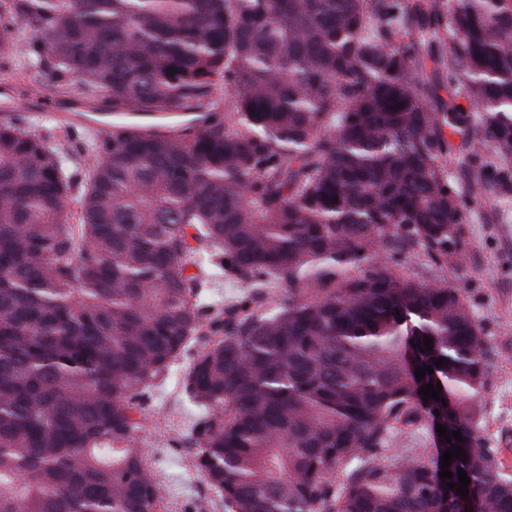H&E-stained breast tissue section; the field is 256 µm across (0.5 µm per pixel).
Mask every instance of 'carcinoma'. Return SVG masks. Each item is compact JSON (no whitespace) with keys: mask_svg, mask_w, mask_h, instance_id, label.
<instances>
[{"mask_svg":"<svg viewBox=\"0 0 512 512\" xmlns=\"http://www.w3.org/2000/svg\"><path fill=\"white\" fill-rule=\"evenodd\" d=\"M5 69L116 121L79 183L64 126L0 119V512H162L136 433L186 353L185 451L224 512H455L460 469L512 512L485 333L389 264L459 266L463 199L512 188V0H0ZM449 133L495 155L454 181ZM424 424L437 448H390ZM442 73L436 69L434 63L429 60L426 64V70L422 72V88L427 91V101L433 106H440V99L448 102V93L442 85Z\"/></svg>","mask_w":512,"mask_h":512,"instance_id":"obj_1","label":"carcinoma"}]
</instances>
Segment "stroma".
Returning <instances> with one entry per match:
<instances>
[{
  "instance_id": "obj_1",
  "label": "stroma",
  "mask_w": 512,
  "mask_h": 512,
  "mask_svg": "<svg viewBox=\"0 0 512 512\" xmlns=\"http://www.w3.org/2000/svg\"><path fill=\"white\" fill-rule=\"evenodd\" d=\"M465 208L467 249L460 269L400 254L394 255L392 265L411 279L450 281L466 296L490 348L488 382L477 402L478 424L487 446L497 450L505 471L512 474V202L490 194L478 202L466 201ZM188 366V356H181L153 390L138 443L160 484L166 512H224L193 458L181 448L202 413L181 391Z\"/></svg>"
}]
</instances>
